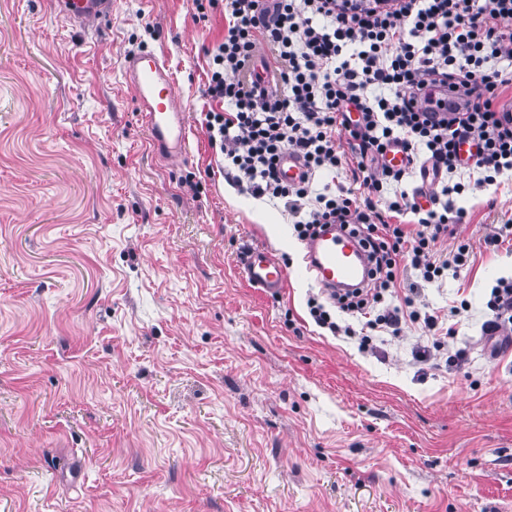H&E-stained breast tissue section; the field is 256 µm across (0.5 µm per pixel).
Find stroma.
Listing matches in <instances>:
<instances>
[{
	"label": "stroma",
	"mask_w": 512,
	"mask_h": 512,
	"mask_svg": "<svg viewBox=\"0 0 512 512\" xmlns=\"http://www.w3.org/2000/svg\"><path fill=\"white\" fill-rule=\"evenodd\" d=\"M223 32L192 0H112L84 25L0 0V512H512V344L481 339L512 280V246L484 245L512 225V177L464 174L466 265L384 294L399 307L417 284L465 368L415 362L406 316L359 349L311 317L292 215L209 144ZM146 48L186 110L174 165L124 77ZM254 245L287 267L283 293L243 279Z\"/></svg>",
	"instance_id": "35a3bbf8"
}]
</instances>
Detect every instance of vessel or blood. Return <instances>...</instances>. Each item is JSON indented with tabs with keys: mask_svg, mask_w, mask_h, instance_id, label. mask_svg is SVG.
I'll return each mask as SVG.
<instances>
[{
	"mask_svg": "<svg viewBox=\"0 0 512 512\" xmlns=\"http://www.w3.org/2000/svg\"><path fill=\"white\" fill-rule=\"evenodd\" d=\"M61 16L82 23L109 15L112 0H56ZM125 76L144 116L152 151L162 160H176L186 153L188 129L185 112L175 93L173 77L164 61L153 51L129 54ZM307 170L293 150H285L280 164L283 180L296 183ZM306 273L321 288L349 291L370 277L371 263L360 238L326 225L306 244ZM244 276L252 287L276 293L288 285V270L267 247L248 248L240 258Z\"/></svg>",
	"mask_w": 512,
	"mask_h": 512,
	"instance_id": "1",
	"label": "vessel or blood"
}]
</instances>
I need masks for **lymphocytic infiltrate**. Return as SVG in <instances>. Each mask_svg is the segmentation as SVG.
Listing matches in <instances>:
<instances>
[{
	"mask_svg": "<svg viewBox=\"0 0 512 512\" xmlns=\"http://www.w3.org/2000/svg\"><path fill=\"white\" fill-rule=\"evenodd\" d=\"M196 9L221 6L224 36L214 50L205 114L210 146L219 148L234 179L257 198L278 199L296 217L299 239L324 224L359 232L367 244L372 278L361 290L309 298L315 322L331 332L336 312L367 315L361 349L373 330L398 325V308L382 306L383 293L407 269L427 283L449 266H463L470 246L441 254L439 239L454 236L448 198L463 182L449 174L464 166L461 143L475 146L474 168L485 184L512 171V0H194ZM269 46L283 91L263 99L254 68ZM452 87V103L433 98ZM350 136L348 146L337 131ZM401 148L408 165L393 169L385 156ZM299 152L311 176L352 165L354 188L314 192L310 179L279 177L285 149ZM433 174L439 187L429 207L402 193L387 196L410 170ZM414 222H407V215ZM489 336L512 335V282L493 288Z\"/></svg>",
	"mask_w": 512,
	"mask_h": 512,
	"instance_id": "f902f5d3",
	"label": "lymphocytic infiltrate"
}]
</instances>
